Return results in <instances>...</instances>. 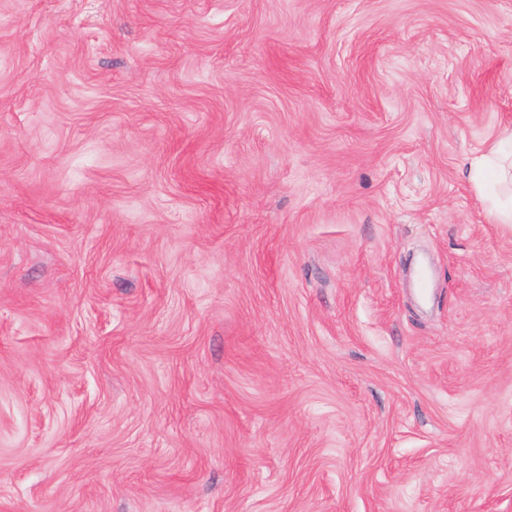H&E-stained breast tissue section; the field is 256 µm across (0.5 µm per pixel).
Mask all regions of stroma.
I'll return each instance as SVG.
<instances>
[{
    "label": "stroma",
    "instance_id": "obj_1",
    "mask_svg": "<svg viewBox=\"0 0 512 512\" xmlns=\"http://www.w3.org/2000/svg\"><path fill=\"white\" fill-rule=\"evenodd\" d=\"M509 124L512 0H0V512H512ZM510 148V153L505 148ZM512 128H504L495 142L470 166V180L478 191H483L489 179L498 180L501 185L512 184ZM511 157L510 168L508 157ZM511 170V172L509 171ZM487 216L493 224L512 223V192L509 196L492 195L489 198Z\"/></svg>",
    "mask_w": 512,
    "mask_h": 512
}]
</instances>
